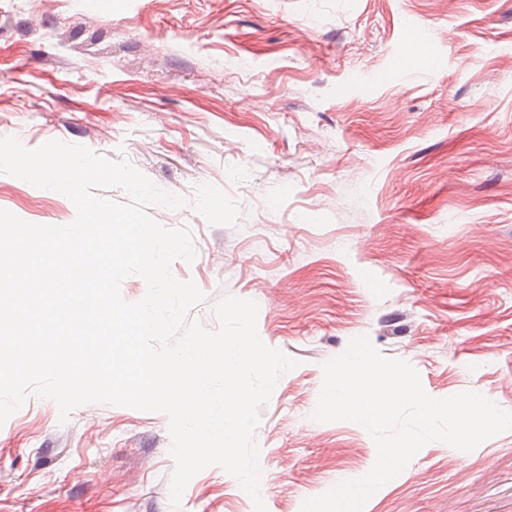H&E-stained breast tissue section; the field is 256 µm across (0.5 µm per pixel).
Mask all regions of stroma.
Masks as SVG:
<instances>
[{
    "label": "stroma",
    "instance_id": "1",
    "mask_svg": "<svg viewBox=\"0 0 512 512\" xmlns=\"http://www.w3.org/2000/svg\"><path fill=\"white\" fill-rule=\"evenodd\" d=\"M427 59L403 66L411 28ZM126 158L192 198L213 184L236 226L192 205L177 280L214 306L258 305L261 341L296 360L254 433L267 512L366 475L377 450L312 413L326 361L367 337L431 397L512 413V0H0V138ZM0 209L64 226V195L0 173ZM169 418L89 403L60 422L28 394L0 426V512H175ZM176 512H254L222 467ZM364 512H512V430L471 451L441 441Z\"/></svg>",
    "mask_w": 512,
    "mask_h": 512
}]
</instances>
